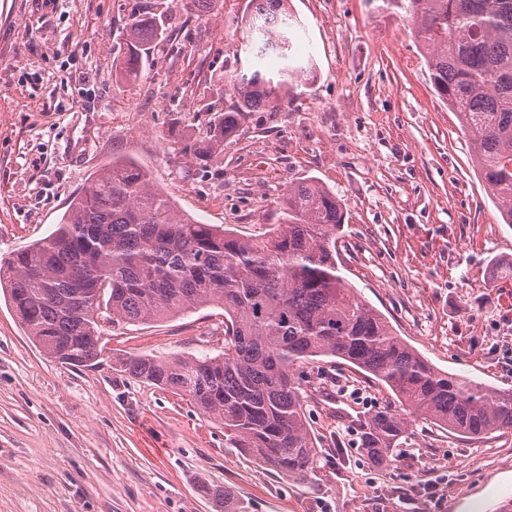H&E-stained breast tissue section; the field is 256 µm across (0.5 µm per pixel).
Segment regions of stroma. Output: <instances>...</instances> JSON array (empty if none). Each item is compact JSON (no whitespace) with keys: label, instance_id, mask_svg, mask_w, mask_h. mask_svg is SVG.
<instances>
[{"label":"stroma","instance_id":"1","mask_svg":"<svg viewBox=\"0 0 512 512\" xmlns=\"http://www.w3.org/2000/svg\"><path fill=\"white\" fill-rule=\"evenodd\" d=\"M293 52L312 61L276 111L247 114L200 160L231 102L247 0L199 13L173 0H0V257L48 236L92 173L124 157L177 209L242 236L278 223L291 184L313 178L344 208L343 275L437 368L512 390V258L503 223L423 49L390 0H290ZM168 14L137 78L120 76L123 32ZM98 365L73 368L28 339L0 293V512H499L512 500V431L479 440L414 421L388 462L357 419L389 392L343 362L299 370L318 448L284 476L187 397L120 372L149 354H218L216 309L104 325Z\"/></svg>","mask_w":512,"mask_h":512}]
</instances>
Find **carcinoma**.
<instances>
[{
	"label": "carcinoma",
	"mask_w": 512,
	"mask_h": 512,
	"mask_svg": "<svg viewBox=\"0 0 512 512\" xmlns=\"http://www.w3.org/2000/svg\"><path fill=\"white\" fill-rule=\"evenodd\" d=\"M406 11L434 92L469 138L487 189L512 225V0H391ZM288 0H248L245 50L288 60ZM167 15L146 11L127 26L123 73L136 76ZM297 68L273 81L240 72L235 101L210 128L207 156L247 113L277 107ZM341 200L313 179L288 187L281 224L248 238L176 209L150 173L116 159L71 200L48 236L0 259V282L47 356L71 367L97 361L101 323L140 325L224 310L217 355L122 362L135 379L183 394L224 427L234 448L288 477L313 471L318 450L294 365L337 358L384 386L399 405L463 438L512 429V391L442 371L396 336L341 275L336 231ZM409 421L387 407L358 423L360 448L389 460Z\"/></svg>",
	"instance_id": "cac0c4a2"
}]
</instances>
